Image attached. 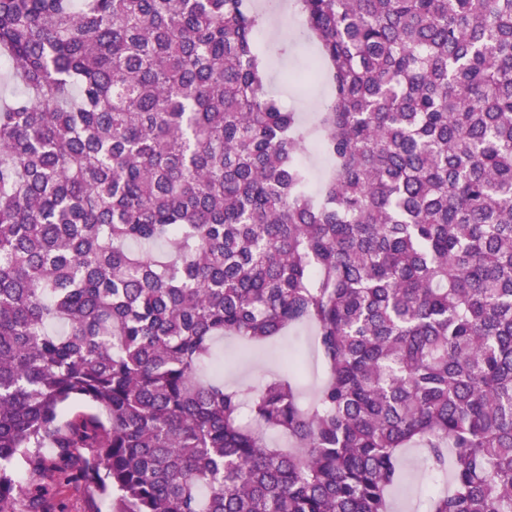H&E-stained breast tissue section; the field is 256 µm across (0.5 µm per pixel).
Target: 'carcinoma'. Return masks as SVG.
<instances>
[{
    "label": "carcinoma",
    "instance_id": "carcinoma-1",
    "mask_svg": "<svg viewBox=\"0 0 512 512\" xmlns=\"http://www.w3.org/2000/svg\"><path fill=\"white\" fill-rule=\"evenodd\" d=\"M292 2L313 127L253 0H0V512H512V0ZM299 324L312 404L206 377ZM297 19L292 13H288L286 33L274 37L268 36L265 31L260 33L259 38L261 43L269 45L286 40L290 43L288 55H271L268 64V88L272 93L280 95L285 105L299 112L311 126L320 105L332 95V88L325 78L314 83H304L296 78V75L317 56L313 41H308L305 37H296L302 30L296 25ZM306 162L311 170L312 175V187L318 188L329 173V162L327 159L317 150L315 144L310 142L306 153ZM401 483L390 492L391 512H426L428 494L448 490L450 474L432 471L422 448H403L400 453ZM62 499L63 512H94L97 508L102 512L108 510L107 504L83 484L66 487Z\"/></svg>",
    "mask_w": 512,
    "mask_h": 512
}]
</instances>
